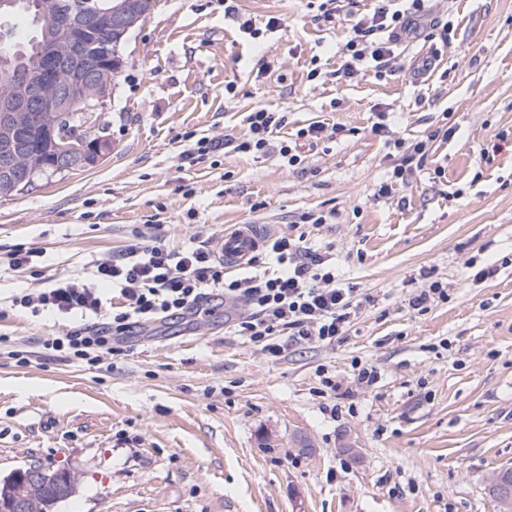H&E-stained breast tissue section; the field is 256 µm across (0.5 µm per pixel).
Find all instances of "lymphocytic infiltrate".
Instances as JSON below:
<instances>
[{"label": "lymphocytic infiltrate", "instance_id": "lymphocytic-infiltrate-1", "mask_svg": "<svg viewBox=\"0 0 512 512\" xmlns=\"http://www.w3.org/2000/svg\"><path fill=\"white\" fill-rule=\"evenodd\" d=\"M376 2L373 12L353 26L346 44L349 58L341 69L343 78H354L364 64L377 75L390 68L403 38L417 31L430 15L429 0H406L402 9L397 8V0ZM285 122L280 113L257 109L248 114L238 136L221 142L199 138L192 153L202 159L225 147L243 154L275 151L285 164L296 166L302 162L299 141L321 138L324 127L314 123L298 130V141L293 144L274 138ZM265 255L269 268L228 282L223 263L206 245L177 251L161 236L134 241L120 255L93 263L94 278L118 293L111 323L68 330L49 339L46 346L67 359L96 365L100 352L111 350L113 339L132 328L198 311L210 288L248 306V314L239 317L233 329L268 357H280L291 344H330L343 335L353 308L352 291L337 283L326 257L285 237L267 245ZM18 303L36 313L64 314H96L104 306L101 293L78 279L23 295Z\"/></svg>", "mask_w": 512, "mask_h": 512}]
</instances>
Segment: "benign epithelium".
Wrapping results in <instances>:
<instances>
[{
  "mask_svg": "<svg viewBox=\"0 0 512 512\" xmlns=\"http://www.w3.org/2000/svg\"><path fill=\"white\" fill-rule=\"evenodd\" d=\"M132 0L106 7L100 0H78L64 5L48 0L42 5L47 25L66 31L70 41L60 46L46 41L44 68L67 71L62 84L47 86L42 80L15 77L0 84V178L11 192L27 189L40 175H65L96 165L112 145L92 133L96 112L114 92L117 70L124 58L110 32L127 34L136 28L145 14L131 11ZM48 112L55 116L60 144L56 162L51 166L27 168L18 137L19 113ZM21 476L11 497L0 498V512H36L33 490L50 492L61 502L76 491L70 472L29 464L14 471Z\"/></svg>",
  "mask_w": 512,
  "mask_h": 512,
  "instance_id": "benign-epithelium-1",
  "label": "benign epithelium"
}]
</instances>
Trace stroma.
<instances>
[{
    "label": "stroma",
    "instance_id": "obj_1",
    "mask_svg": "<svg viewBox=\"0 0 512 512\" xmlns=\"http://www.w3.org/2000/svg\"><path fill=\"white\" fill-rule=\"evenodd\" d=\"M321 3L156 0L99 112L111 154L0 198V253L41 252L0 268V477L69 469L79 487L59 512H498L489 478L512 468V0H434L447 35H412L391 73L349 80L352 22ZM270 16L281 25L265 29ZM257 108L285 113V138L313 123L327 135L294 167L185 156V135L239 134ZM419 141L424 162L392 180ZM235 224L328 256L359 303L343 336L270 359L224 320L247 306L212 301L133 328L90 367L44 342L107 314L14 303L90 281L135 236L180 250ZM434 283L447 299L415 309ZM360 365L376 385L357 384Z\"/></svg>",
    "mask_w": 512,
    "mask_h": 512
}]
</instances>
